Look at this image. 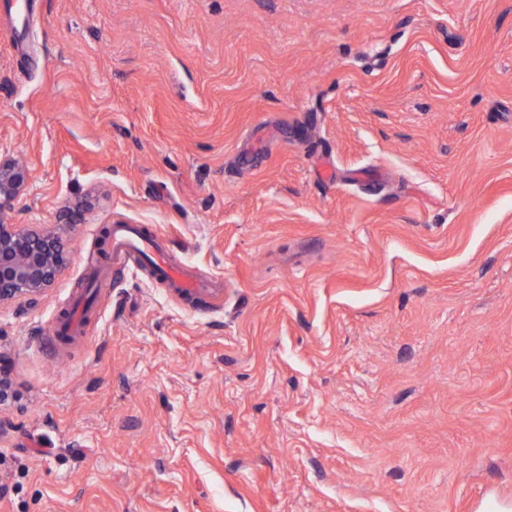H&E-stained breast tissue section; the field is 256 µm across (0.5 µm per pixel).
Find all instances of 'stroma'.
I'll return each instance as SVG.
<instances>
[{"mask_svg":"<svg viewBox=\"0 0 512 512\" xmlns=\"http://www.w3.org/2000/svg\"><path fill=\"white\" fill-rule=\"evenodd\" d=\"M0 155V512H512V0H0ZM28 171L8 158L0 157V210L10 205L25 190ZM65 253L51 231L33 232L0 224V304L35 301L56 279ZM112 258L122 261L132 255L149 260L153 273L171 284L179 293L192 296L208 291L211 285L186 265L173 260L169 245L157 233L132 224H113L110 228ZM84 307H77L66 317H62L52 327L50 335L54 336L56 342L60 343L66 338L83 336L85 334L86 319L89 316Z\"/></svg>","mask_w":512,"mask_h":512,"instance_id":"stroma-1","label":"stroma"}]
</instances>
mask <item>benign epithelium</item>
<instances>
[{
  "label": "benign epithelium",
  "mask_w": 512,
  "mask_h": 512,
  "mask_svg": "<svg viewBox=\"0 0 512 512\" xmlns=\"http://www.w3.org/2000/svg\"><path fill=\"white\" fill-rule=\"evenodd\" d=\"M28 177L24 166L0 157V210L22 194ZM64 260L54 233L0 224V304L18 298L36 300L55 281Z\"/></svg>",
  "instance_id": "benign-epithelium-1"
}]
</instances>
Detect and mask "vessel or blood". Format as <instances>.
I'll list each match as a JSON object with an SVG mask.
<instances>
[{
	"label": "vessel or blood",
	"mask_w": 512,
	"mask_h": 512,
	"mask_svg": "<svg viewBox=\"0 0 512 512\" xmlns=\"http://www.w3.org/2000/svg\"><path fill=\"white\" fill-rule=\"evenodd\" d=\"M112 257L121 261L133 255H143L149 260L153 273L171 284L179 293L192 296L209 290L207 281L200 278L186 265L173 260L171 249L158 234L145 231L132 224H115L110 228ZM86 308L72 310L51 329L55 341H63L85 333Z\"/></svg>",
	"instance_id": "obj_1"
}]
</instances>
